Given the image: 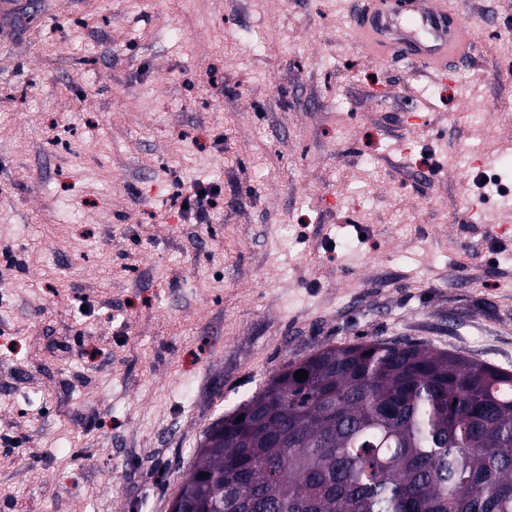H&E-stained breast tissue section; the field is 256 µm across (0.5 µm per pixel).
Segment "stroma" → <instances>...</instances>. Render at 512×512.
<instances>
[{
	"mask_svg": "<svg viewBox=\"0 0 512 512\" xmlns=\"http://www.w3.org/2000/svg\"><path fill=\"white\" fill-rule=\"evenodd\" d=\"M0 26V512H169L284 363L512 372V33L362 69L357 0H16ZM492 122L473 119L477 104ZM220 183L209 223L177 187ZM307 186L299 194V186Z\"/></svg>",
	"mask_w": 512,
	"mask_h": 512,
	"instance_id": "stroma-1",
	"label": "stroma"
}]
</instances>
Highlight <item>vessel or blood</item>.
Wrapping results in <instances>:
<instances>
[{"mask_svg": "<svg viewBox=\"0 0 512 512\" xmlns=\"http://www.w3.org/2000/svg\"><path fill=\"white\" fill-rule=\"evenodd\" d=\"M356 31L370 54L441 76L471 53L468 28L452 0H365Z\"/></svg>", "mask_w": 512, "mask_h": 512, "instance_id": "obj_1", "label": "vessel or blood"}]
</instances>
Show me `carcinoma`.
<instances>
[{
    "label": "carcinoma",
    "instance_id": "cac0c4a2",
    "mask_svg": "<svg viewBox=\"0 0 512 512\" xmlns=\"http://www.w3.org/2000/svg\"><path fill=\"white\" fill-rule=\"evenodd\" d=\"M170 512H512V372L386 340L288 361L206 430Z\"/></svg>",
    "mask_w": 512,
    "mask_h": 512
}]
</instances>
